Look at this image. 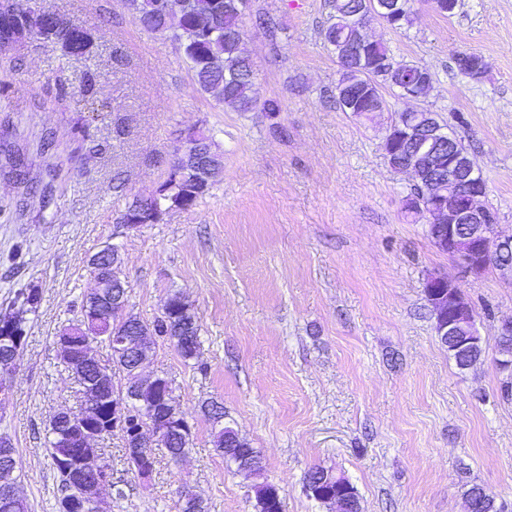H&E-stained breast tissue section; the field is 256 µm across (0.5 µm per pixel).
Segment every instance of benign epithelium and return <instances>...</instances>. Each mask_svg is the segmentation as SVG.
Segmentation results:
<instances>
[{"label": "benign epithelium", "instance_id": "obj_1", "mask_svg": "<svg viewBox=\"0 0 512 512\" xmlns=\"http://www.w3.org/2000/svg\"><path fill=\"white\" fill-rule=\"evenodd\" d=\"M161 7L173 10L178 15L195 12V0H161ZM486 185L483 176L467 160L459 155L448 154V185L439 184L430 204L424 209L429 216V228L433 229L431 242L448 254L459 273L473 279L481 278L491 268L512 277V234L504 235L499 225L491 217L487 207L481 202L485 196ZM101 251L92 255L87 263L90 276L98 288H112V316L128 321L126 284L112 273V283L102 280L97 269ZM427 299L435 319V332L448 352L464 361V367L470 368L480 361L486 353V343L477 326V313L467 297L461 291L456 280L446 276H433L427 281ZM72 324L63 326L56 335V347L60 362L69 366ZM0 345L5 355L0 357V402L8 399L10 385L7 375L14 369L16 355L10 350L20 345L17 332L8 325L0 323ZM58 414L75 425L84 434L86 447L75 458L63 461V467L79 483L77 499L68 505L71 512H83L85 504L100 497L103 484L100 480L84 479L89 472L105 469V462L98 449L91 442L99 439V433L89 410L64 408ZM169 428H154L151 438L146 440L139 431L127 434L130 447L139 456L147 454L146 448L165 439ZM307 490L312 498L321 503L336 506V512H347L348 502L345 495L348 485L336 483L335 488L322 487V483H309Z\"/></svg>", "mask_w": 512, "mask_h": 512}]
</instances>
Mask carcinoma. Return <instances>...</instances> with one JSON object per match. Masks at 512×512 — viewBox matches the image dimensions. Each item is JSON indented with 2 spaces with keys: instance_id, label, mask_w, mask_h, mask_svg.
I'll list each match as a JSON object with an SVG mask.
<instances>
[{
  "instance_id": "obj_1",
  "label": "carcinoma",
  "mask_w": 512,
  "mask_h": 512,
  "mask_svg": "<svg viewBox=\"0 0 512 512\" xmlns=\"http://www.w3.org/2000/svg\"><path fill=\"white\" fill-rule=\"evenodd\" d=\"M33 0H20L18 13L0 20V33H15L18 29L33 31V38L51 43L68 58H88L95 49V39L90 29L73 22L66 14L50 12L45 17L32 8ZM157 0H125L133 22L148 32L173 31V40L179 43L180 52L189 64L192 78L198 90L212 96L234 112H264L275 118L282 112L276 99L259 101L253 92L255 68L251 59L242 50L245 26L242 17L243 0H196L197 15L213 19L214 33L203 35L201 40H182L180 31L193 28L195 19L169 16L156 8ZM402 7L390 13L377 14L393 30H401L412 23L410 0H400ZM329 18L320 31L323 43L330 47L339 65V79L336 83V103L344 112L361 115L365 112H381L390 107V100L403 99L400 86L409 83L413 95L422 98L431 89L434 75L425 66L407 61H396L386 43L368 37L365 32V18L361 17L360 0H329ZM198 137H189L183 150L189 157L197 158L190 165L185 180L166 179L165 193L150 200L136 199L129 204L121 220L139 224H154L168 211L177 208L186 210L193 207L219 181L224 170L221 154L213 150L211 137L197 131ZM384 156L394 170L400 166H413L418 180L412 186L405 211L419 214L421 205L427 202V191L434 181L437 164L448 170V146L444 144L421 145L397 131L387 138L383 147ZM0 168L12 177L24 180L26 172L21 156L15 152L4 156ZM112 290H94L82 296L75 317L103 310H109ZM41 292L36 287L19 292L12 304L0 310V316L26 328L25 315L34 313L41 304ZM186 317L174 312L160 314L147 324L121 323L110 318L104 325L92 329V336H76L78 351L88 344L95 343L110 349L112 363L124 371L123 380L138 386L135 406L127 410L125 420L128 428L141 424L158 425L159 418L180 416V403L176 395L165 393L160 387L136 384L129 368L141 359L154 356L158 342L170 343L185 364L198 359L200 350L199 320L191 327L184 325ZM133 336L132 347L126 353L112 350V336L118 334ZM86 398L95 401V408L105 415L112 416V404L126 400L127 391L115 390L112 381H101L89 368L83 371ZM204 411L212 422L216 450L225 460L236 465L237 472L256 475L261 470L258 452L242 441L239 448H226L224 441L238 435V432L224 425V407L214 401L203 404ZM192 442V433L173 432L166 441L165 451L170 458L185 456ZM76 444L68 434V425L51 420L46 452L57 476L58 497L56 512H62L64 499L77 493V486L70 476L59 467V459L72 455ZM8 456H17V448L12 441L7 446L0 445V512H28L27 503L19 495L20 479L17 468L5 462ZM257 512H283L282 499L275 496L273 485L262 483L255 486Z\"/></svg>"
}]
</instances>
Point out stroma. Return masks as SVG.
<instances>
[{"label": "stroma", "instance_id": "obj_1", "mask_svg": "<svg viewBox=\"0 0 512 512\" xmlns=\"http://www.w3.org/2000/svg\"><path fill=\"white\" fill-rule=\"evenodd\" d=\"M459 2L445 17L430 0H412L408 28L376 20L369 32L396 60L433 72L421 106L475 158L484 203L508 235L512 0ZM44 4L91 28L95 53L71 59L29 40L0 58V123L12 124L30 182L51 198L42 204L0 178V308L19 289L42 293L11 396L0 404V434L17 448L29 512H55L47 425L58 409L81 403L54 338L93 286L88 257L108 245L119 249L132 317L152 322L178 289L201 321L200 368L166 343L146 367L172 380L192 445L177 463L157 450L144 483L124 461L120 434L100 440L112 512H175L186 488L207 512H255L261 482L278 488L285 512H334L305 493L304 477L317 466L346 477L363 512H466L475 484L512 512V395L494 363L500 325L512 318V278L491 269L461 281L487 347L482 363L459 368L424 294L428 278L457 271L432 244L425 218L406 213L413 180L391 169L382 150L404 105L367 118L339 109V66L319 36L327 0L246 2L243 48L257 65V97L282 105L274 121L200 92L176 43L141 30L122 0ZM260 16L274 30L258 27ZM463 51L487 60L482 78L458 71ZM89 70L98 76L91 102L81 94ZM59 77L61 100L53 94ZM192 128L223 153V179L192 209L117 234L126 204L155 192ZM50 132L56 147L45 154ZM206 401L223 404L227 422L259 451V477L237 473L216 451Z\"/></svg>", "mask_w": 512, "mask_h": 512}]
</instances>
